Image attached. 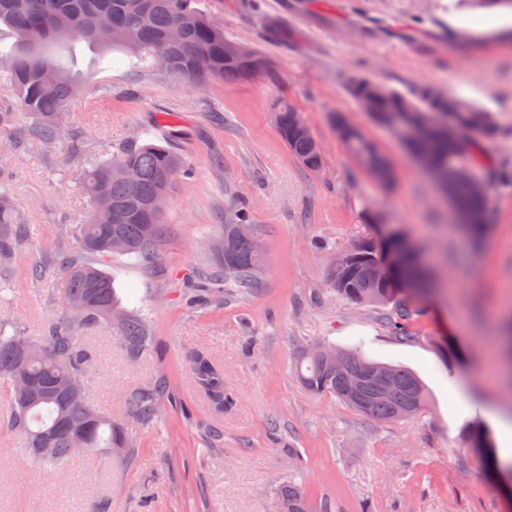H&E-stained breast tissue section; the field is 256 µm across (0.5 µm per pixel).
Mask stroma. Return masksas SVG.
<instances>
[{
    "label": "stroma",
    "instance_id": "35a3bbf8",
    "mask_svg": "<svg viewBox=\"0 0 512 512\" xmlns=\"http://www.w3.org/2000/svg\"><path fill=\"white\" fill-rule=\"evenodd\" d=\"M226 36L261 53L270 74L233 83L191 84L156 69L132 68L116 52L98 60L77 46L81 88L63 117V138L0 151L30 233L22 242L14 292L0 316L28 335L65 313L66 277L47 265L29 277L31 255L50 254L62 224L92 208L72 135L100 152L139 135L185 160L165 212L169 234L153 267L128 257L110 272L125 306L146 315L154 344L130 361L116 332L89 333L88 384L97 407L123 425L132 455L113 451L37 470L20 457L7 428L0 386V512H277L282 483L301 481L328 512H512L504 482L487 477L468 445L485 412L512 415V390L493 381L483 340L512 332V186H492L488 233L454 229L432 181L390 129L351 96L353 75L404 91L427 80L455 89L493 115L492 165L512 166V10L476 0H201ZM300 111L324 156L305 169L283 143L279 103ZM364 131L396 174L381 186L346 150L335 114ZM247 205L265 248L264 286L192 311L185 282L208 264L201 242L226 210ZM399 229L428 250L448 285L413 303L411 340L392 335L386 309L354 305L328 287L329 252ZM402 366L428 393L412 418L383 425L336 398L299 384L296 367L318 344ZM202 352L224 373L231 405L217 412L189 367ZM165 380L161 421L125 418L131 392Z\"/></svg>",
    "mask_w": 512,
    "mask_h": 512
}]
</instances>
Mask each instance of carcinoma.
Segmentation results:
<instances>
[{"instance_id": "1", "label": "carcinoma", "mask_w": 512, "mask_h": 512, "mask_svg": "<svg viewBox=\"0 0 512 512\" xmlns=\"http://www.w3.org/2000/svg\"><path fill=\"white\" fill-rule=\"evenodd\" d=\"M14 42L0 66V85L11 90L31 122L25 137L53 145L61 137V121L80 86L73 71V56L63 62L56 51L85 43L99 53L121 51L146 68L157 65L188 83L211 79L230 82L245 76L270 72L268 61L252 50L235 54L237 42L200 8V0H0V27ZM357 103L369 99L371 119L399 136L420 125L424 136L405 142L414 155L423 154L440 185L450 195L455 211L468 223L458 225L476 236L483 232L490 196L477 194L460 174L465 166L487 165L486 145L496 135L490 112L457 91H445L431 83H418L407 91L388 90L373 95L367 77L348 80ZM277 124L283 141L310 171L322 167L323 156L315 138L304 136L301 113L288 104L278 106ZM457 128V138L448 139L443 128ZM15 113L0 109V146L11 152L23 149V140L13 134ZM341 141L355 159L381 184L395 177L388 158L356 126L336 117ZM182 172V159L170 146L136 138L86 163L83 190L92 198L112 197L116 211H93L85 224L59 228L55 262L64 270L67 288L64 305H82L81 315L68 313L48 324L40 336H29L16 324L0 322V379L8 382L10 412L7 424L24 438L26 457L43 467L60 466L78 455L76 437L90 427L87 452L99 448L132 447L121 426L100 413L90 401L86 372L91 357L82 343L89 331L107 324L115 328L130 360H137L152 344L150 326L136 311L122 306L114 279L103 266L115 256H128L139 264L152 262L165 242L163 215L144 212L141 202L162 189L170 192ZM251 223L248 210L235 208L207 240L210 266L203 278L209 299L234 288L252 294L263 286V256L249 240L229 235L233 224ZM24 232L9 185L0 182V302L10 282V273ZM80 249L69 248L70 238ZM352 260L329 270V286L352 304L386 306L394 311L386 318L392 333L411 338L407 321L412 307L407 295L421 296L436 288L422 249L408 245L394 230L379 240H365L351 247ZM394 253L398 262L382 278L372 280L364 269ZM343 366L324 356L308 354L297 370L301 386L313 395H331L359 414L387 424L398 421L395 405H413L416 415L425 405L426 391L409 370L391 365L393 395L376 394L367 375L372 361L354 351H341ZM197 384L219 410L231 403L224 393V373L203 354L191 359ZM361 377L356 396L349 391L352 376ZM167 399L165 382L127 396L125 416L148 426L162 414ZM279 512H314L302 486L290 482L278 491Z\"/></svg>"}]
</instances>
